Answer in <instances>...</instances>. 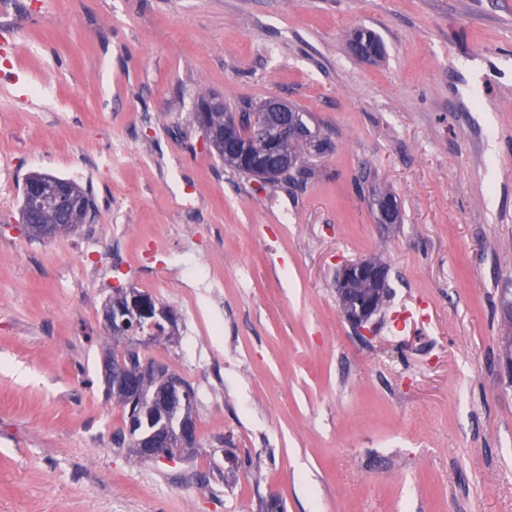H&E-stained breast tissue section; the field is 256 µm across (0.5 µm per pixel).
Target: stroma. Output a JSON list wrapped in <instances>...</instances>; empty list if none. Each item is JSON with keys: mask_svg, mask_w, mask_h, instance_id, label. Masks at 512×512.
<instances>
[{"mask_svg": "<svg viewBox=\"0 0 512 512\" xmlns=\"http://www.w3.org/2000/svg\"><path fill=\"white\" fill-rule=\"evenodd\" d=\"M0 80V512H512V0H15ZM373 32L378 62L347 35ZM52 111L30 105L34 76ZM276 97L330 153L290 191L194 120ZM111 153V169L93 165ZM33 171L93 207L49 242ZM401 215L381 224L372 192ZM390 300L359 338L342 264ZM176 316L146 347L195 391L198 455L139 461L104 392L114 288ZM240 467L228 477L224 448ZM232 114L233 112L228 111L223 102L217 101L214 98L205 99L201 96L200 102L197 105L195 119L201 129L208 132L207 136L212 139L214 145L213 149L218 158L224 162V165L240 174L248 176H256L257 174L259 178L263 179L265 182H269L278 175V171L283 163L282 160L272 162L266 158L255 157L252 162L256 170V172H254L241 160L235 161L224 155V123ZM202 115L206 117V128L201 119ZM387 271L381 263L372 260H359L345 265L339 274L337 295L341 312L345 320L354 327L361 335L374 332L375 323L372 318L377 313V303L379 310L383 308L388 298L386 284ZM351 284H364L370 288H382V296L374 292H368L367 297L356 298L355 288H347ZM378 310V311H379Z\"/></svg>", "mask_w": 512, "mask_h": 512, "instance_id": "stroma-1", "label": "stroma"}]
</instances>
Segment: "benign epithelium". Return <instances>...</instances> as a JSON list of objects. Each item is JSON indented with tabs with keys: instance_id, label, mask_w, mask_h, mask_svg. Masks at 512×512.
<instances>
[{
	"instance_id": "benign-epithelium-1",
	"label": "benign epithelium",
	"mask_w": 512,
	"mask_h": 512,
	"mask_svg": "<svg viewBox=\"0 0 512 512\" xmlns=\"http://www.w3.org/2000/svg\"><path fill=\"white\" fill-rule=\"evenodd\" d=\"M354 53L364 59L375 58V42L369 36L359 37L352 43ZM288 105L278 99H270L266 105L254 112L236 114L233 125L244 123L254 130L264 133L269 145H274L278 139H285L298 133V129L288 123ZM252 165L259 178L268 182L278 175L282 162H272L262 157L253 160ZM53 192L52 224L39 225V236L42 240H51L57 235L59 226L73 224L80 219L88 209L87 196L67 183L51 182ZM43 189L41 178H35L29 185V196L32 205L21 223L31 226L36 211L40 208L37 193ZM387 271L381 263L372 260H359L345 265L339 274L337 295L341 312L345 320L360 334L374 332L375 324L372 318L377 313L376 295L355 297L353 284H364L371 288L382 289L386 284ZM157 318H165L170 325H175L171 310L157 303L150 295L134 288L125 290L121 301L104 309L102 322L104 331L121 338L128 345V350L135 355L138 345L153 340L150 325ZM166 374V380L157 385L155 391L146 399L151 412L166 415L174 408L183 409L182 415L161 431H153L138 438L137 445L141 455L148 460L168 459L166 450L169 447H197L198 428L194 413L190 411V399L182 378L167 369V365L159 357H138L136 376H130L126 370L117 365H105V377L112 385L125 391L132 398L139 395L137 382L156 381L161 374Z\"/></svg>"
}]
</instances>
